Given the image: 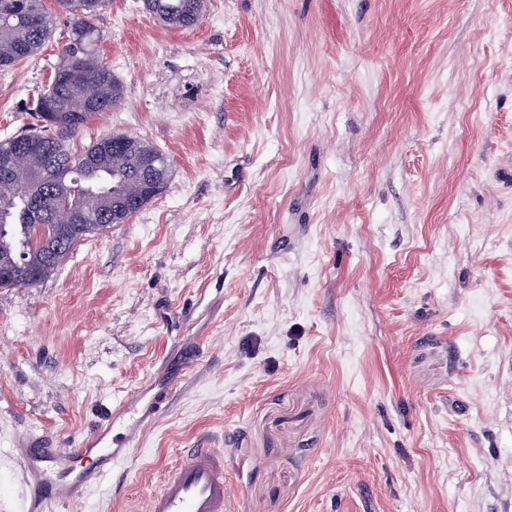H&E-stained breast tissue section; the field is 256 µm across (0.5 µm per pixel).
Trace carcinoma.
Wrapping results in <instances>:
<instances>
[{
  "mask_svg": "<svg viewBox=\"0 0 512 512\" xmlns=\"http://www.w3.org/2000/svg\"><path fill=\"white\" fill-rule=\"evenodd\" d=\"M54 6L70 19L71 30L48 89L29 109L33 122L28 131L40 134L55 147L56 171L80 190L75 200L88 212L90 222L72 240L75 244L112 227L113 192L132 203L142 196L140 185L127 175L140 166L143 155L158 149L141 139L133 148L114 149L104 135L79 151L74 149V140L91 119L105 115L121 102L123 86L99 51L101 34L96 21L105 0H54ZM204 9L205 0H153L150 14L165 26L186 29L198 24ZM54 23L55 13L46 7L45 0H0V67L35 55L51 38ZM74 63L98 82L99 100L84 99L62 81L61 70ZM11 164L15 180L7 187L0 182V265H37L43 260V249L32 242L33 231L28 225L50 223L49 211L33 214L24 183L29 174L43 168L44 159L36 151H17Z\"/></svg>",
  "mask_w": 512,
  "mask_h": 512,
  "instance_id": "cac0c4a2",
  "label": "carcinoma"
}]
</instances>
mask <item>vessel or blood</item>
Segmentation results:
<instances>
[{
  "label": "vessel or blood",
  "mask_w": 512,
  "mask_h": 512,
  "mask_svg": "<svg viewBox=\"0 0 512 512\" xmlns=\"http://www.w3.org/2000/svg\"><path fill=\"white\" fill-rule=\"evenodd\" d=\"M180 371L161 363L90 433L64 448L39 445L21 437L15 450L25 464V490L19 512H48L81 498L125 461L140 437L167 411ZM224 479V454L214 448H193L171 466L146 512H232Z\"/></svg>",
  "instance_id": "vessel-or-blood-1"
}]
</instances>
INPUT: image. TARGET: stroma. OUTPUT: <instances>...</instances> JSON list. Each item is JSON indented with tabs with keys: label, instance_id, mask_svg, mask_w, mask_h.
Returning <instances> with one entry per match:
<instances>
[{
	"label": "stroma",
	"instance_id": "stroma-1",
	"mask_svg": "<svg viewBox=\"0 0 512 512\" xmlns=\"http://www.w3.org/2000/svg\"><path fill=\"white\" fill-rule=\"evenodd\" d=\"M97 25L110 133L172 175L54 276L0 288V512L19 433L71 442L181 339L166 414L68 512H145L186 449L238 512H512V0H142ZM69 32L0 68V141ZM150 14L165 26L186 29L198 24L205 9V0H152ZM192 15L193 20L184 18Z\"/></svg>",
	"mask_w": 512,
	"mask_h": 512
}]
</instances>
